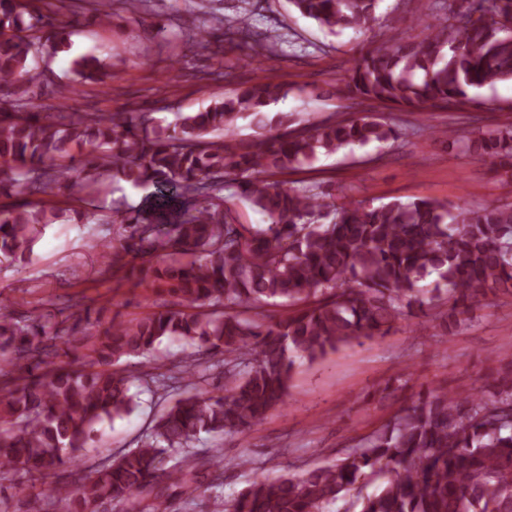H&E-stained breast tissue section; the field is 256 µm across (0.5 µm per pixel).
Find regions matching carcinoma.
<instances>
[{"mask_svg": "<svg viewBox=\"0 0 512 512\" xmlns=\"http://www.w3.org/2000/svg\"><path fill=\"white\" fill-rule=\"evenodd\" d=\"M57 0H0V257L24 263L42 230L62 218L50 201H31L54 185L87 195L124 181L159 193L152 219L116 204L109 241L92 240L103 268L152 285L156 310L96 328L85 316L34 307L21 319L0 303V512H11L13 487L34 489L74 468L78 483L45 489L68 512H167L166 483L189 497L199 471L223 483L214 455L192 445L203 433L235 435L283 401L296 361L316 362L359 339L387 335L404 316L435 310L451 331L461 310L488 295L512 296V204L453 209L431 199L379 206L336 202L319 183L285 186L271 179L320 155L396 138L372 115L330 117L289 129L291 112L270 105L287 96L272 81L238 87L197 112L158 128L146 112H49L35 53L69 50ZM381 0H288L292 9L336 34L368 30ZM458 10L429 26L421 40L399 38L353 58L346 87L360 102L409 111L438 104L465 108L469 92L512 81V0H458ZM226 33L265 52L279 36L250 25ZM74 83L117 78L95 56L73 59ZM243 115L255 133L238 139ZM469 149L512 168V127L484 134ZM267 227L241 224L224 205V179ZM437 275L434 287L427 277ZM271 300L288 307L260 321ZM446 310H440V307ZM165 337L224 356V382L210 390L195 355L136 375L124 358L149 356ZM172 403L136 448L95 460L96 427L128 416L134 382ZM366 479L378 491L358 499L360 512H512V375L488 394L446 390L419 395L345 457L297 474L260 476L226 512H323Z\"/></svg>", "mask_w": 512, "mask_h": 512, "instance_id": "carcinoma-1", "label": "carcinoma"}]
</instances>
